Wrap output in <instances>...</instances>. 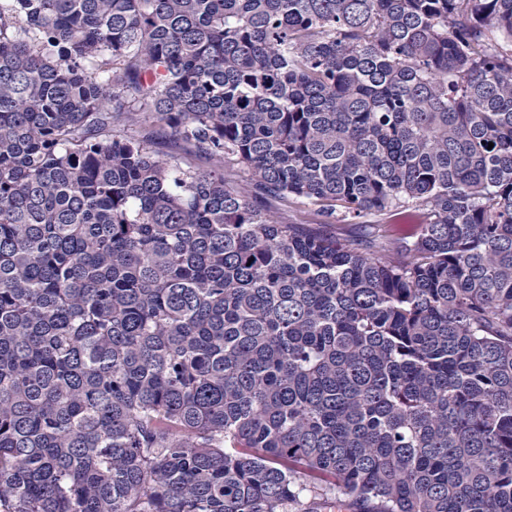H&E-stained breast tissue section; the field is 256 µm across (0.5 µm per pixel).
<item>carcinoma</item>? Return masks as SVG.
<instances>
[{"mask_svg":"<svg viewBox=\"0 0 512 512\" xmlns=\"http://www.w3.org/2000/svg\"><path fill=\"white\" fill-rule=\"evenodd\" d=\"M0 512H512V0H0Z\"/></svg>","mask_w":512,"mask_h":512,"instance_id":"obj_1","label":"carcinoma"}]
</instances>
